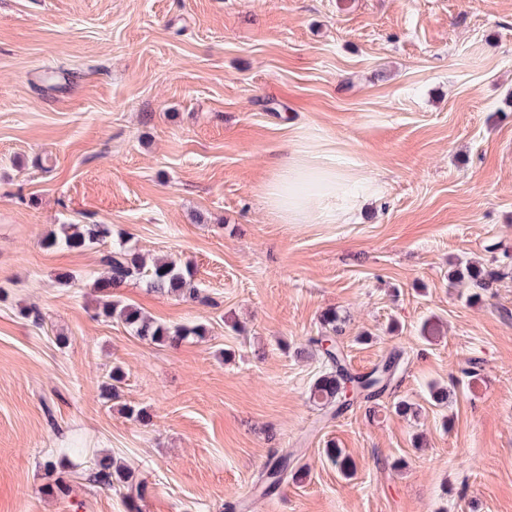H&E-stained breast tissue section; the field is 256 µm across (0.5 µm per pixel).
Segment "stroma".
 Segmentation results:
<instances>
[{
  "label": "stroma",
  "instance_id": "35a3bbf8",
  "mask_svg": "<svg viewBox=\"0 0 512 512\" xmlns=\"http://www.w3.org/2000/svg\"><path fill=\"white\" fill-rule=\"evenodd\" d=\"M295 142L378 196L280 223L263 184ZM72 223L115 236L42 247ZM122 238L190 264L209 302L116 299L204 336L94 318ZM459 258L512 272V0H0V512H512V275L473 301ZM331 308L353 370L394 349L403 370L325 421L321 361L295 350ZM66 448L111 451L145 498L86 467L75 499L43 497ZM283 453L298 476L264 492Z\"/></svg>",
  "mask_w": 512,
  "mask_h": 512
}]
</instances>
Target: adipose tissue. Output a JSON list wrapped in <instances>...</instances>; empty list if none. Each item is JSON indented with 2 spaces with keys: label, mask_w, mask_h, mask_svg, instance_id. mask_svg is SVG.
I'll return each instance as SVG.
<instances>
[{
  "label": "adipose tissue",
  "mask_w": 512,
  "mask_h": 512,
  "mask_svg": "<svg viewBox=\"0 0 512 512\" xmlns=\"http://www.w3.org/2000/svg\"><path fill=\"white\" fill-rule=\"evenodd\" d=\"M356 185L364 186L369 196L378 191L375 179L323 162L294 146L265 185L264 200L282 223L331 224L356 206L351 196Z\"/></svg>",
  "instance_id": "obj_1"
}]
</instances>
